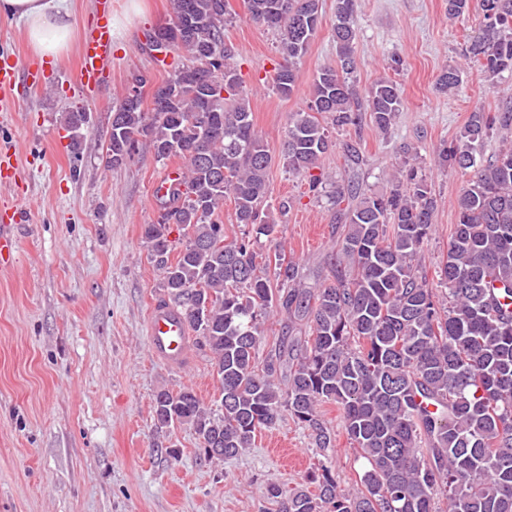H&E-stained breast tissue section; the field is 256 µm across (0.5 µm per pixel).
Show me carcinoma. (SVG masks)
I'll list each match as a JSON object with an SVG mask.
<instances>
[{"mask_svg": "<svg viewBox=\"0 0 512 512\" xmlns=\"http://www.w3.org/2000/svg\"><path fill=\"white\" fill-rule=\"evenodd\" d=\"M249 22L279 34L284 63L274 88L290 96L297 64L321 23L319 0H243ZM483 28L468 54L496 76L512 71V0H479ZM169 19L151 31L181 30L156 63L167 76L148 93L127 87L112 110V166L143 147L162 162L182 160L181 173L154 192L159 216L144 226L166 302L185 317L215 365L213 406L189 388L160 391L154 412L161 428L188 426L207 461L232 458L256 432L288 413L309 431L324 461L319 493L289 494L272 485L277 512H512V142L483 161L476 146L495 125L512 128V105L495 120L474 112L438 163L470 174L456 199L457 224L448 243L438 297L421 274L422 250L435 200L417 167L404 161L387 194H365L351 180L331 204L348 226L330 282L307 288L281 251L258 262L251 237H274L263 217L273 158L256 129L241 79L224 39L236 16L229 0H170ZM355 0H336L338 61L316 72L304 110L289 120L281 153L288 171L316 191V175L332 147L322 121L359 127L371 113L381 131L402 110L397 82L381 78L360 103L354 89ZM461 70L438 78L450 91ZM235 220L251 227L227 240L224 198ZM177 238L170 239L172 233ZM274 266L275 280L265 273ZM278 313L307 320L306 344L266 341L264 319ZM287 379L281 387L280 378ZM342 411L350 444L370 464L352 493L331 476L334 435L319 408Z\"/></svg>", "mask_w": 512, "mask_h": 512, "instance_id": "obj_1", "label": "carcinoma"}]
</instances>
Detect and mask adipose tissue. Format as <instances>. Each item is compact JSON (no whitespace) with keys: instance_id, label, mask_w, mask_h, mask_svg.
<instances>
[{"instance_id":"adipose-tissue-1","label":"adipose tissue","mask_w":512,"mask_h":512,"mask_svg":"<svg viewBox=\"0 0 512 512\" xmlns=\"http://www.w3.org/2000/svg\"><path fill=\"white\" fill-rule=\"evenodd\" d=\"M0 17L18 21L34 56L58 60L77 40L69 0H0Z\"/></svg>"}]
</instances>
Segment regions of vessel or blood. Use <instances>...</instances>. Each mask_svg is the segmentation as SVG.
<instances>
[{"mask_svg":"<svg viewBox=\"0 0 512 512\" xmlns=\"http://www.w3.org/2000/svg\"><path fill=\"white\" fill-rule=\"evenodd\" d=\"M112 0H96L98 20L86 28L73 73L74 83L91 93L110 79L112 65V32L108 15ZM34 89L44 85L42 71L32 60L16 52L0 51V98L10 99L18 86ZM26 216L13 211L9 223L0 225V258L11 256L17 239L13 225L25 222ZM147 342L153 357L166 367L178 369L188 364L192 339L189 326L176 308L157 303L151 308L147 321Z\"/></svg>","mask_w":512,"mask_h":512,"instance_id":"1","label":"vessel or blood"}]
</instances>
